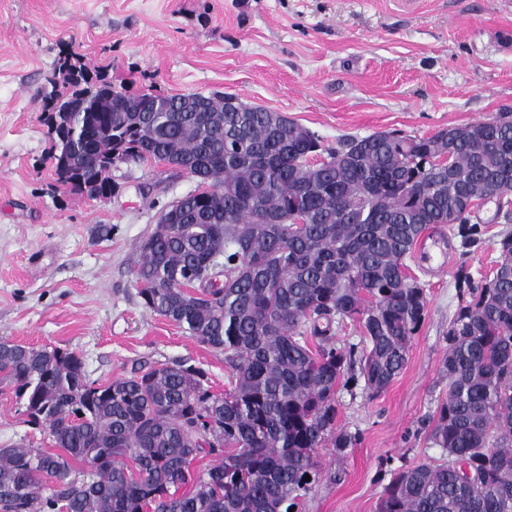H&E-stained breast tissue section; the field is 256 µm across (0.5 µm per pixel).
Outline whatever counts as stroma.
Listing matches in <instances>:
<instances>
[{"instance_id": "stroma-1", "label": "stroma", "mask_w": 512, "mask_h": 512, "mask_svg": "<svg viewBox=\"0 0 512 512\" xmlns=\"http://www.w3.org/2000/svg\"><path fill=\"white\" fill-rule=\"evenodd\" d=\"M67 56L130 94L235 95L327 147L385 130L428 136L512 109V0H0V339L73 351L101 383L192 365L221 392L223 354L146 309L135 282L141 242L197 184L134 162L105 201L58 183L45 96ZM494 213L480 207L470 246L442 227L430 234L437 258L414 254L428 309L407 364L379 395L340 388L336 425L358 441L319 449L301 512H375L392 470L443 458L429 434L448 391V325L460 285L491 275L512 232ZM22 442L51 445L2 389L0 448Z\"/></svg>"}]
</instances>
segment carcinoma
<instances>
[{
  "label": "carcinoma",
  "instance_id": "cac0c4a2",
  "mask_svg": "<svg viewBox=\"0 0 512 512\" xmlns=\"http://www.w3.org/2000/svg\"><path fill=\"white\" fill-rule=\"evenodd\" d=\"M63 64L89 80L48 95L56 135L89 140L53 155L58 181L102 187L111 158L177 156L212 185L215 219L152 233L135 279L147 309L224 353L234 384L214 393L180 363L100 384L74 352L1 340L0 381L54 450L0 448V512H297L317 450L357 442L336 428L338 386L361 378L377 395L407 363L427 310L415 244L438 226L474 242L468 205L512 219V116L325 147L275 112L207 121L175 95L112 94ZM498 251L448 325L429 436L446 457L392 472L377 512H512V233ZM347 319L360 355L337 343ZM198 457L214 463L197 471Z\"/></svg>",
  "mask_w": 512,
  "mask_h": 512
}]
</instances>
